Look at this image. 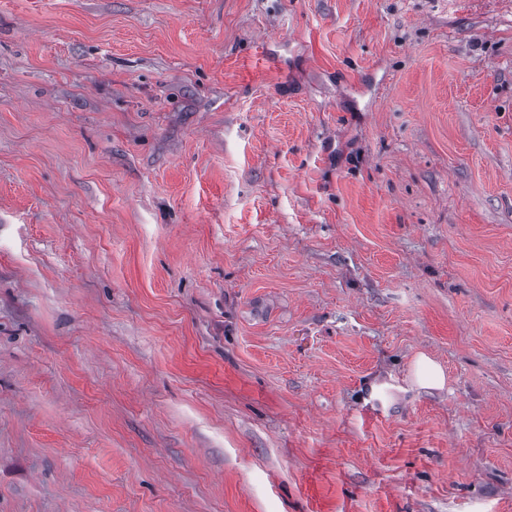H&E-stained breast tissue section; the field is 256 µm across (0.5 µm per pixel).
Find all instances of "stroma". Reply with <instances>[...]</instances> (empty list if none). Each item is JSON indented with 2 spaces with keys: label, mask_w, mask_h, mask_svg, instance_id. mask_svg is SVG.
<instances>
[{
  "label": "stroma",
  "mask_w": 512,
  "mask_h": 512,
  "mask_svg": "<svg viewBox=\"0 0 512 512\" xmlns=\"http://www.w3.org/2000/svg\"><path fill=\"white\" fill-rule=\"evenodd\" d=\"M0 512H512V0H0ZM415 382L419 387L427 389H441L445 385V374L441 366L426 357L420 355L413 368Z\"/></svg>",
  "instance_id": "35a3bbf8"
}]
</instances>
